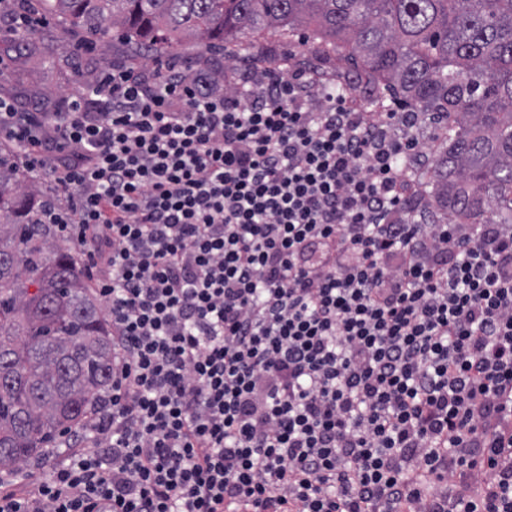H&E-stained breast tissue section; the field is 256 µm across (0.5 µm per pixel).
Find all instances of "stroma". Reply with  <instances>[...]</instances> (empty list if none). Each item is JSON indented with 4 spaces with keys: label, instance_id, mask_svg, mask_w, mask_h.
Returning a JSON list of instances; mask_svg holds the SVG:
<instances>
[{
    "label": "stroma",
    "instance_id": "stroma-1",
    "mask_svg": "<svg viewBox=\"0 0 512 512\" xmlns=\"http://www.w3.org/2000/svg\"><path fill=\"white\" fill-rule=\"evenodd\" d=\"M256 54L273 65L295 64L302 57L319 61L314 45L303 44L301 36L265 34L256 41ZM58 66H51V59ZM115 61L136 66L142 63L140 48L115 35L100 41L87 39L78 29L46 19L26 46L15 47L6 28L0 27V93L12 97L22 112H55L63 108L67 92L92 80Z\"/></svg>",
    "mask_w": 512,
    "mask_h": 512
}]
</instances>
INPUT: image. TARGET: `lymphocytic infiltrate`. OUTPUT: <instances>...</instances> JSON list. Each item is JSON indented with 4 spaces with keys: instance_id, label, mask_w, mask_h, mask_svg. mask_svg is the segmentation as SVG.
Masks as SVG:
<instances>
[{
    "instance_id": "obj_1",
    "label": "lymphocytic infiltrate",
    "mask_w": 512,
    "mask_h": 512,
    "mask_svg": "<svg viewBox=\"0 0 512 512\" xmlns=\"http://www.w3.org/2000/svg\"><path fill=\"white\" fill-rule=\"evenodd\" d=\"M67 109L0 97L91 258L99 410L0 512H512V225L430 215L435 116L316 69L117 62Z\"/></svg>"
}]
</instances>
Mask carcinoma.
Returning a JSON list of instances; mask_svg holds the SVG:
<instances>
[{
    "mask_svg": "<svg viewBox=\"0 0 512 512\" xmlns=\"http://www.w3.org/2000/svg\"><path fill=\"white\" fill-rule=\"evenodd\" d=\"M105 40L172 53L185 38L252 53L306 30L339 83L445 121L428 204L512 224V0H40ZM35 182L0 154V471L42 465L109 387L112 339L80 262L40 221ZM35 291H30V288Z\"/></svg>",
    "mask_w": 512,
    "mask_h": 512,
    "instance_id": "cac0c4a2",
    "label": "carcinoma"
}]
</instances>
